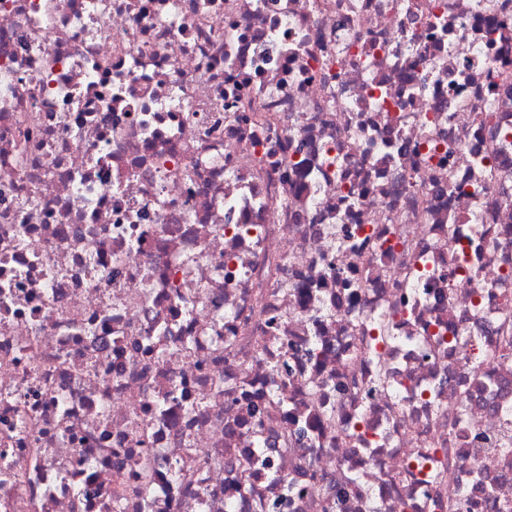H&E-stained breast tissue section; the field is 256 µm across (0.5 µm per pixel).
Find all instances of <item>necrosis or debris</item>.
Segmentation results:
<instances>
[{"mask_svg":"<svg viewBox=\"0 0 512 512\" xmlns=\"http://www.w3.org/2000/svg\"><path fill=\"white\" fill-rule=\"evenodd\" d=\"M0 512H512V0H0Z\"/></svg>","mask_w":512,"mask_h":512,"instance_id":"1","label":"necrosis or debris"}]
</instances>
